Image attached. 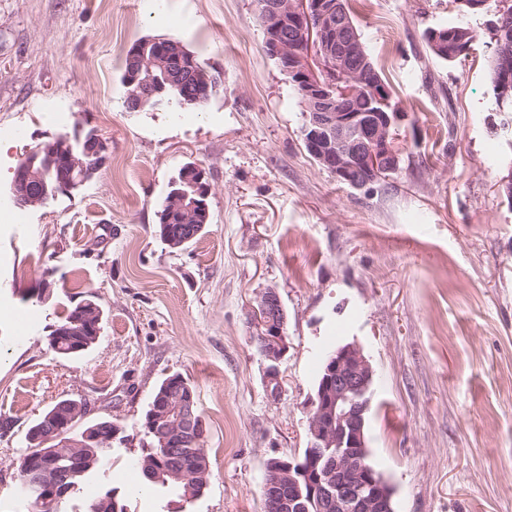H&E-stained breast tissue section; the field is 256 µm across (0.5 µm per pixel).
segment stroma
Returning <instances> with one entry per match:
<instances>
[{"instance_id": "obj_1", "label": "stroma", "mask_w": 512, "mask_h": 512, "mask_svg": "<svg viewBox=\"0 0 512 512\" xmlns=\"http://www.w3.org/2000/svg\"><path fill=\"white\" fill-rule=\"evenodd\" d=\"M400 109L397 170L361 188L306 152L305 107L265 49L253 0H0V203L37 143L107 138L93 179L0 223V512L26 432L64 398L120 427L105 473L126 512H263L269 459L302 455L307 406L328 352L354 343L375 371L370 461L395 512H512V202L488 43L501 6L468 15L464 61L433 57L421 33L455 20L454 0H350ZM181 41L224 74L196 111H129L128 47ZM65 112L66 125L45 121ZM210 185L211 221L176 250L158 204L184 165ZM287 315L282 394L269 397L248 317L265 288ZM104 311L81 356L57 355L54 326L78 302ZM36 317L19 331L21 316ZM195 386L211 459L186 502L144 483L140 420L159 382Z\"/></svg>"}]
</instances>
